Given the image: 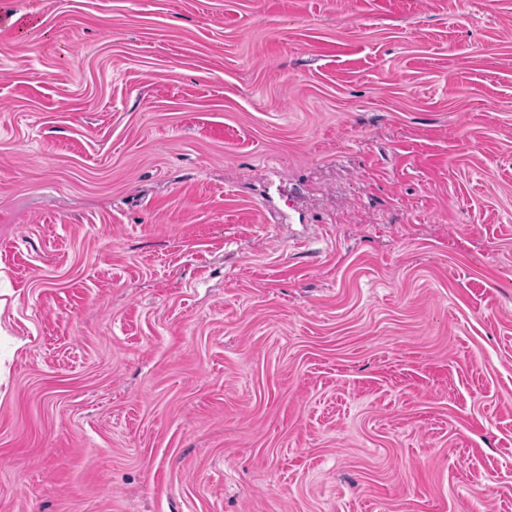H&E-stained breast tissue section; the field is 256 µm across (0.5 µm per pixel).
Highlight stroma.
Returning <instances> with one entry per match:
<instances>
[{
    "mask_svg": "<svg viewBox=\"0 0 512 512\" xmlns=\"http://www.w3.org/2000/svg\"><path fill=\"white\" fill-rule=\"evenodd\" d=\"M0 512H512V0H0Z\"/></svg>",
    "mask_w": 512,
    "mask_h": 512,
    "instance_id": "obj_1",
    "label": "stroma"
}]
</instances>
